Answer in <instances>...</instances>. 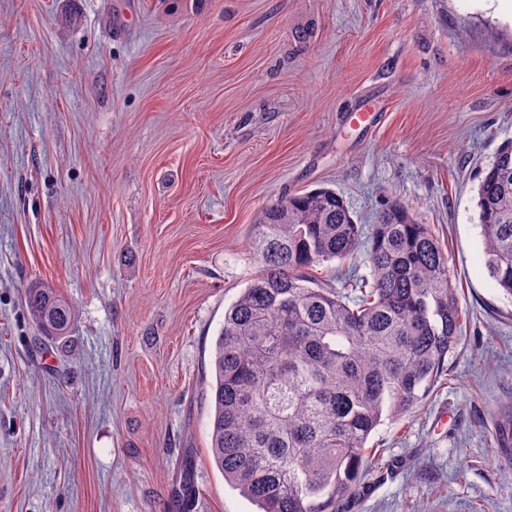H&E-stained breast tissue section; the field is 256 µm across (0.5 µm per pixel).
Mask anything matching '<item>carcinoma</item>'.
I'll use <instances>...</instances> for the list:
<instances>
[{"label": "carcinoma", "instance_id": "obj_1", "mask_svg": "<svg viewBox=\"0 0 512 512\" xmlns=\"http://www.w3.org/2000/svg\"><path fill=\"white\" fill-rule=\"evenodd\" d=\"M485 263L512 298V142L477 192ZM261 273L224 314L210 383V451L258 512H341L382 465L367 446L383 416L417 408L458 342L462 311L439 239L399 202L365 231L321 187L270 200L252 225ZM365 250L371 277L348 291L311 274ZM24 306L36 344L71 341L75 307L33 284ZM495 454L512 451V409L494 418Z\"/></svg>", "mask_w": 512, "mask_h": 512}]
</instances>
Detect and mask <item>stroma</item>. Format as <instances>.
Returning a JSON list of instances; mask_svg holds the SVG:
<instances>
[{
    "instance_id": "stroma-1",
    "label": "stroma",
    "mask_w": 512,
    "mask_h": 512,
    "mask_svg": "<svg viewBox=\"0 0 512 512\" xmlns=\"http://www.w3.org/2000/svg\"><path fill=\"white\" fill-rule=\"evenodd\" d=\"M508 141L499 0H0V512H182L187 456L189 512H256L210 459L204 373L257 213L320 185L430 225L464 314L344 512H512V298L476 208ZM34 282L74 304L70 348L32 344ZM494 420L492 451L500 453L510 452L512 448V409H499Z\"/></svg>"
}]
</instances>
